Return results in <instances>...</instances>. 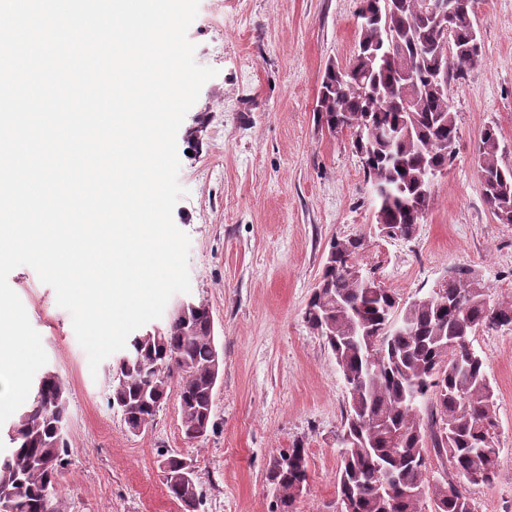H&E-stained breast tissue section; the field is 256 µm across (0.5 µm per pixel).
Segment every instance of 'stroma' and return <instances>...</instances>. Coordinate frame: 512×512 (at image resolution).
Listing matches in <instances>:
<instances>
[{
    "instance_id": "35a3bbf8",
    "label": "stroma",
    "mask_w": 512,
    "mask_h": 512,
    "mask_svg": "<svg viewBox=\"0 0 512 512\" xmlns=\"http://www.w3.org/2000/svg\"><path fill=\"white\" fill-rule=\"evenodd\" d=\"M360 0H199L188 30L198 64L216 69L177 134L173 211L191 244V290L169 303L206 304L224 365L213 394V430L185 439L179 400L130 433L108 402L111 360L90 370L70 313L34 269L8 283L40 334L46 367L70 395L61 512H184L161 463L195 468L196 512H270V455L303 443L309 479L299 512H336V471L347 392L334 356L302 318L334 238L359 235L364 271L401 300L430 292L456 266L472 268L492 302H512V224L483 200L481 131L499 130L512 168V0H478L481 63L448 84L459 143L409 239L381 237L349 132L315 112L329 64L347 65L358 43ZM494 389L501 448L492 483L467 485L475 512H512V331L471 338Z\"/></svg>"
}]
</instances>
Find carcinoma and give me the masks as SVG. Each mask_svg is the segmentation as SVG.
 <instances>
[{"label": "carcinoma", "instance_id": "obj_1", "mask_svg": "<svg viewBox=\"0 0 512 512\" xmlns=\"http://www.w3.org/2000/svg\"><path fill=\"white\" fill-rule=\"evenodd\" d=\"M427 0H361L359 41L349 71L329 66L317 119L331 133L350 132L362 159L382 236L409 239L429 208V175L448 168L458 142L456 115L435 79L458 76L482 57L475 0L447 2V32L424 20ZM412 72V104H401L400 77ZM498 130L484 128L477 165L484 200L512 224V168L499 164ZM418 198L419 208L408 207ZM364 249L360 236L332 239L321 276L303 311L345 381L347 409L336 475L341 512H474L462 486L430 476L426 442L471 483H490L499 463L497 406L484 359L471 346L480 329L512 330V303L493 304L467 267L406 304L347 268ZM215 343L209 308L189 303L156 334L129 340L112 365L109 404L129 431L151 424L178 388L181 426L196 439L213 427ZM69 421V391L56 374L35 385L31 404L10 429L0 457V500L13 512H59L57 485L67 444L55 427ZM301 443L269 458L272 512H296L308 481ZM171 455L162 472L170 495L188 512L200 497L197 474ZM431 510H426V507Z\"/></svg>", "mask_w": 512, "mask_h": 512}]
</instances>
